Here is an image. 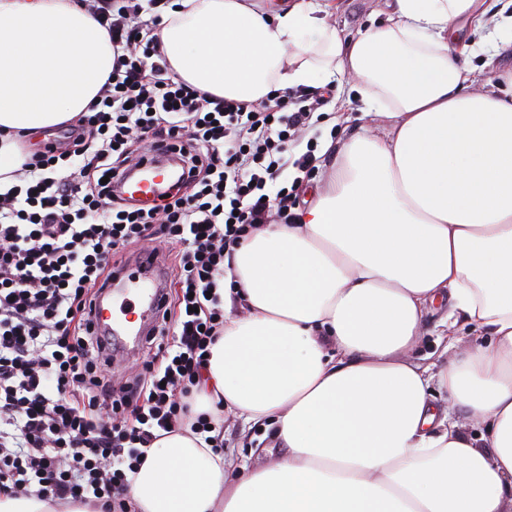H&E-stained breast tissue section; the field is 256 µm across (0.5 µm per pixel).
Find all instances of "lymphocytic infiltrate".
Listing matches in <instances>:
<instances>
[{"label":"lymphocytic infiltrate","mask_w":512,"mask_h":512,"mask_svg":"<svg viewBox=\"0 0 512 512\" xmlns=\"http://www.w3.org/2000/svg\"><path fill=\"white\" fill-rule=\"evenodd\" d=\"M116 64L90 112L26 151L0 192V497L131 512L126 492L158 431H209L194 413L210 347L224 332V259L259 226L293 221L288 168L312 174L315 143L287 156L322 95L291 106L227 100L175 77L142 20L163 0H100ZM165 146L190 178L144 208L117 191L148 149ZM161 235L184 312L163 313L140 372L114 382L93 326L98 290L128 246Z\"/></svg>","instance_id":"1"}]
</instances>
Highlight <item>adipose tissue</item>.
Here are the masks:
<instances>
[{
	"label": "adipose tissue",
	"mask_w": 512,
	"mask_h": 512,
	"mask_svg": "<svg viewBox=\"0 0 512 512\" xmlns=\"http://www.w3.org/2000/svg\"><path fill=\"white\" fill-rule=\"evenodd\" d=\"M485 0H390L342 37L338 0H174L159 36L177 78L261 103L351 80L380 136L345 142L291 224L237 246L224 333L198 412L274 419L257 466L175 432L133 475L134 512H507L512 486V90L471 92L455 32ZM115 64L78 0H0V187L34 135L87 111ZM475 338L441 367L413 358L429 304ZM491 342H483L481 332ZM444 391L486 428L461 432Z\"/></svg>",
	"instance_id": "1"
}]
</instances>
